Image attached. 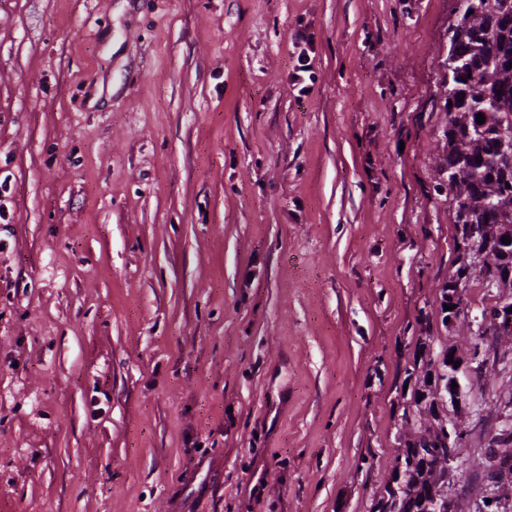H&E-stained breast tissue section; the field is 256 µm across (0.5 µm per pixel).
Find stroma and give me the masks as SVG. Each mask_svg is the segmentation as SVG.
Segmentation results:
<instances>
[{
  "label": "stroma",
  "mask_w": 512,
  "mask_h": 512,
  "mask_svg": "<svg viewBox=\"0 0 512 512\" xmlns=\"http://www.w3.org/2000/svg\"><path fill=\"white\" fill-rule=\"evenodd\" d=\"M458 0H0V512H370L456 258ZM486 418L483 427L475 417Z\"/></svg>",
  "instance_id": "35a3bbf8"
}]
</instances>
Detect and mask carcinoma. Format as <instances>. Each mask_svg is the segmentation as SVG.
Wrapping results in <instances>:
<instances>
[{"label": "carcinoma", "mask_w": 512, "mask_h": 512, "mask_svg": "<svg viewBox=\"0 0 512 512\" xmlns=\"http://www.w3.org/2000/svg\"><path fill=\"white\" fill-rule=\"evenodd\" d=\"M460 10L448 37L444 97L448 126L443 132V155L437 167V187L448 185L457 257L442 288L441 304L462 301L475 277L488 288L512 271V0H459ZM463 101H458V97ZM483 114L485 122L477 123ZM481 243V266L475 267L470 243ZM512 301L481 307V322L493 342L475 343L467 356L481 370L490 352L509 339L512 317L503 311ZM405 449L393 483L374 502L371 512H458V491L448 470L473 469L462 448L470 431L458 422L415 428L408 411L401 415ZM489 490L478 512H499L512 501V423L494 430L477 470ZM491 503H486V500Z\"/></svg>", "instance_id": "1"}]
</instances>
